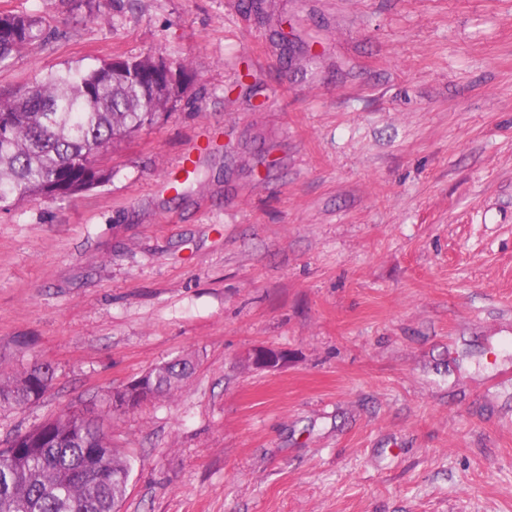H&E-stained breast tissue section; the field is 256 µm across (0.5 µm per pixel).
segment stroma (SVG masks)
<instances>
[{
	"mask_svg": "<svg viewBox=\"0 0 512 512\" xmlns=\"http://www.w3.org/2000/svg\"><path fill=\"white\" fill-rule=\"evenodd\" d=\"M1 12L56 35L0 89L146 54L194 74L108 181L0 208V377L55 369L0 441L93 411L133 461L121 512H512V0ZM178 356L179 391L108 409ZM249 357L252 365L259 370H277L286 362L283 352L265 347L252 350Z\"/></svg>",
	"mask_w": 512,
	"mask_h": 512,
	"instance_id": "35a3bbf8",
	"label": "stroma"
}]
</instances>
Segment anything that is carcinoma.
<instances>
[{
  "mask_svg": "<svg viewBox=\"0 0 512 512\" xmlns=\"http://www.w3.org/2000/svg\"><path fill=\"white\" fill-rule=\"evenodd\" d=\"M47 39L42 20L0 13V68ZM112 70L104 60L67 67L30 86L0 90V207L20 200L57 199L109 179L94 167L116 138L153 123L180 102L192 78L189 63H175L176 79L154 87L139 71L150 56L128 57ZM194 371L188 359L162 362L145 378L151 396L179 390ZM49 364L34 362L0 380V410H23L48 391ZM131 464L84 414L67 410L16 433L0 448V512H120Z\"/></svg>",
  "mask_w": 512,
  "mask_h": 512,
  "instance_id": "1",
  "label": "carcinoma"
}]
</instances>
